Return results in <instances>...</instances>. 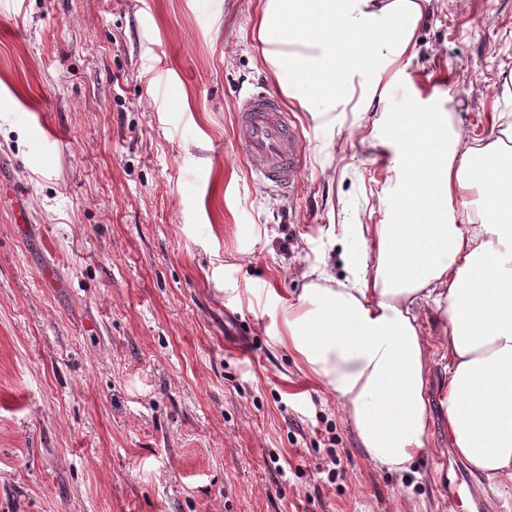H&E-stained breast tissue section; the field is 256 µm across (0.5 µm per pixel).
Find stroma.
<instances>
[{
	"mask_svg": "<svg viewBox=\"0 0 512 512\" xmlns=\"http://www.w3.org/2000/svg\"><path fill=\"white\" fill-rule=\"evenodd\" d=\"M412 60L357 74L318 119L293 194L256 188L233 141L238 92L278 90L261 0H0V512H448L455 475L430 365L429 451L376 470L335 399L270 326L324 270L348 277L344 224H393L378 137L397 87L483 134L512 113V0H418ZM53 130L44 156L34 137ZM330 429L336 483L309 452Z\"/></svg>",
	"mask_w": 512,
	"mask_h": 512,
	"instance_id": "obj_1",
	"label": "stroma"
}]
</instances>
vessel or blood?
I'll return each mask as SVG.
<instances>
[{"label":"vessel or blood","instance_id":"b4317fda","mask_svg":"<svg viewBox=\"0 0 512 512\" xmlns=\"http://www.w3.org/2000/svg\"><path fill=\"white\" fill-rule=\"evenodd\" d=\"M234 144L258 185L295 190L308 142L279 95L257 91L240 96Z\"/></svg>","mask_w":512,"mask_h":512}]
</instances>
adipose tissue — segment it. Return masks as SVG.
Wrapping results in <instances>:
<instances>
[{"mask_svg":"<svg viewBox=\"0 0 512 512\" xmlns=\"http://www.w3.org/2000/svg\"><path fill=\"white\" fill-rule=\"evenodd\" d=\"M421 18L417 0H263L258 38L285 94L316 116L335 110L355 71L407 54ZM384 140L400 148L402 177L432 173L430 199L406 198L403 223L357 225L376 250L353 255L346 283L313 282L289 300L277 341L334 397L366 459L397 473L427 451L441 351L452 447L490 486L512 485V124L471 140L415 112ZM427 305L441 323L433 341L418 323Z\"/></svg>","mask_w":512,"mask_h":512,"instance_id":"obj_1","label":"adipose tissue"}]
</instances>
